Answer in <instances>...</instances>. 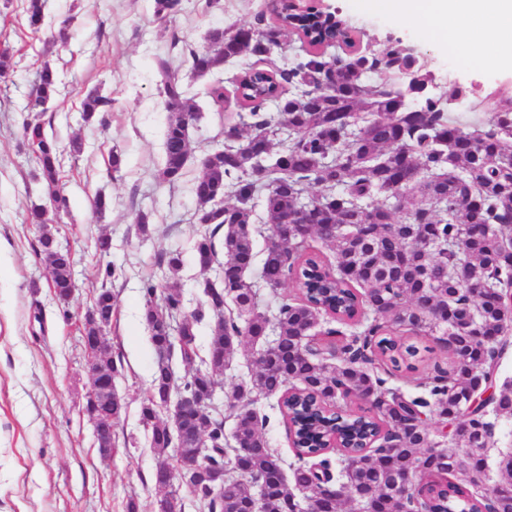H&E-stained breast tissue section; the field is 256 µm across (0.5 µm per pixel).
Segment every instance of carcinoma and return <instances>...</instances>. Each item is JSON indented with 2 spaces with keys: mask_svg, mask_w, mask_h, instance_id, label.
Instances as JSON below:
<instances>
[{
  "mask_svg": "<svg viewBox=\"0 0 512 512\" xmlns=\"http://www.w3.org/2000/svg\"><path fill=\"white\" fill-rule=\"evenodd\" d=\"M29 26L44 17V0H26ZM297 37L302 54L286 68L265 69L259 64L269 52ZM360 38L342 26L331 25L312 6L299 12L289 0H279L278 12L260 15L256 24L215 29L201 49L189 48L183 63L195 76L224 69L251 55L257 62L242 73L244 91L238 93L241 112L224 145L208 153L193 186L197 220L214 225L197 239L195 261L203 270L216 269L219 285L204 290V308L186 314L181 290L167 285L158 290L144 282L145 320L157 356L150 391L141 406L142 419L151 425L150 446L158 455L153 473L158 482L168 476L167 450L204 436L209 447L199 473L191 479L200 512H252L259 489H264L261 512H300L299 496L320 494L315 469L328 467L326 455L336 452L344 462L346 484L323 501L324 512H340L344 503H360L364 512H512V468L506 469L509 487L495 496L475 497L477 477L456 472L450 458L480 445L477 418L459 421L479 372L458 364L448 372L419 379L422 394L407 397L387 386L375 366L414 370L425 360L417 340L441 333L437 341L454 358L472 365L499 360L512 346V102L490 93L473 111L489 115L487 122L466 123L448 109V100L463 95L460 88L448 97H429L426 111H418V91L433 81L431 71L410 54L389 46L361 52ZM346 47L329 55L331 46ZM336 69L331 89L319 87L323 70ZM160 94L169 112L163 140L160 176L179 181L190 153L188 129L195 112L168 60L158 61ZM378 75L382 83H371ZM59 93L56 72L45 62L35 83L33 109L44 108ZM111 100L93 91L82 102L91 117L104 112ZM23 135L35 151L54 202V212L35 205L31 223L40 226L39 254L50 271L49 286L58 301L69 300L71 283L68 253L55 245L50 223L67 209L58 179L57 145L41 123L27 122ZM396 195L387 208L378 199ZM317 203L316 223L288 225V240L256 251V208H262L266 230L300 200ZM224 200V212L213 211ZM223 232L221 247L215 237ZM334 249L335 263L316 252L313 242ZM223 260H218V253ZM261 258L258 280L246 272ZM107 266L94 298L97 326L112 322L115 299L107 281ZM300 296L281 299L274 309L260 305L259 290L272 293L288 280ZM235 315H226L227 302ZM451 310L446 322L435 313ZM214 319L205 368H198L179 384L173 383L171 355L179 349L182 361L199 358L196 326L205 314ZM333 317L359 325L342 356L329 363L308 352L304 338L315 335L321 318ZM273 335L254 361L255 368L238 384L227 408L236 411L233 438L239 447L228 456L224 413L220 405L200 417L184 415L169 427L157 421V408L170 388L186 397L208 395L217 376L243 342L257 343ZM103 377L118 373L112 351L95 357ZM281 393L278 408L292 435L296 462L292 480L283 459L263 435V421L251 405L261 395ZM355 398L360 411L336 409V398ZM415 408L455 424L454 447L431 445L429 435L414 429L392 447H382L388 427L400 410ZM125 404L117 394L87 403L92 417L114 428ZM224 468V486L212 490L209 472ZM412 478L410 488L402 481Z\"/></svg>",
  "mask_w": 512,
  "mask_h": 512,
  "instance_id": "obj_1",
  "label": "carcinoma"
}]
</instances>
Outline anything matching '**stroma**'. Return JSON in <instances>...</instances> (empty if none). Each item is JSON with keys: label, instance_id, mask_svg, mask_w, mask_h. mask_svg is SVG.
Segmentation results:
<instances>
[{"label": "stroma", "instance_id": "35a3bbf8", "mask_svg": "<svg viewBox=\"0 0 512 512\" xmlns=\"http://www.w3.org/2000/svg\"><path fill=\"white\" fill-rule=\"evenodd\" d=\"M23 0H0V46L14 47V66L0 82V247L10 260L0 266V512H155L160 496L152 481L157 457L141 415L156 355L143 318L146 280L165 285L159 261L181 252L179 284L187 310L204 301L214 280L195 262L194 244L203 227L195 213L193 185L206 154L224 143V132L239 110L234 80L252 57L226 64L215 77L197 78L182 66L184 47L201 48L209 31L252 23L268 0H182L170 17L155 13L154 0H46L44 24L31 33ZM340 18L361 35L362 47L382 50L399 42L428 62L435 75L433 95L465 91L460 114L495 91L512 92V70L481 64L476 56L448 45L447 37L425 26L400 21L367 0H328ZM69 29H62L64 18ZM165 58L184 83L197 113L189 128L191 152L182 178L163 181V133L169 114L159 93L157 59ZM51 62L59 94L46 111H28V96L43 62ZM224 83V109L215 111L205 95L211 80ZM92 90L111 99L108 111L85 118L80 102ZM41 123L60 152V175L68 209L49 229L73 257L76 289L61 306L48 284V271L35 254L40 235L26 223L28 209L49 205L35 154L23 137L26 122ZM82 144L73 152L72 140ZM120 155L113 172L112 155ZM107 207L95 212L93 201ZM146 215L139 228L137 215ZM112 241L107 256L95 243ZM112 267L117 298L106 334L122 358L115 387L125 410L114 432L110 457L100 455L93 428L81 408L89 389V356L82 323L99 285V271ZM278 395L254 405L267 419L265 436L286 462L294 451L278 411Z\"/></svg>", "mask_w": 512, "mask_h": 512}]
</instances>
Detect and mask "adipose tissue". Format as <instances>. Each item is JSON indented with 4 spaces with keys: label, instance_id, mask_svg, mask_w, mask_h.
Returning <instances> with one entry per match:
<instances>
[{
    "label": "adipose tissue",
    "instance_id": "1",
    "mask_svg": "<svg viewBox=\"0 0 512 512\" xmlns=\"http://www.w3.org/2000/svg\"><path fill=\"white\" fill-rule=\"evenodd\" d=\"M397 18L447 35L454 47L482 42L494 47L486 62L512 65V0H371Z\"/></svg>",
    "mask_w": 512,
    "mask_h": 512
}]
</instances>
